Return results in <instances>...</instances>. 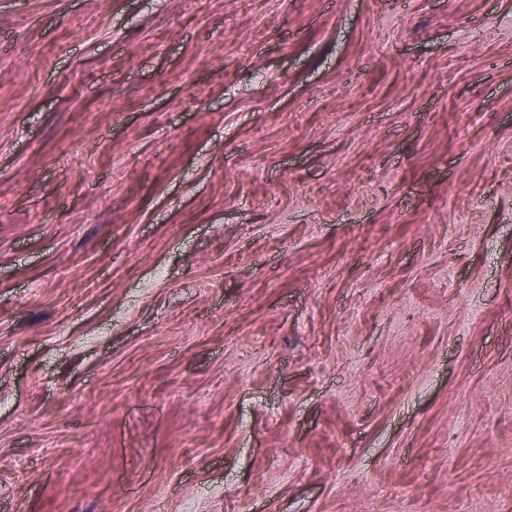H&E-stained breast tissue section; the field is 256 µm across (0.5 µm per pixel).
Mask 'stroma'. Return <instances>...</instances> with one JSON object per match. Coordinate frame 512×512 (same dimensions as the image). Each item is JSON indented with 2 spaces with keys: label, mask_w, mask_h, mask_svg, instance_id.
<instances>
[{
  "label": "stroma",
  "mask_w": 512,
  "mask_h": 512,
  "mask_svg": "<svg viewBox=\"0 0 512 512\" xmlns=\"http://www.w3.org/2000/svg\"><path fill=\"white\" fill-rule=\"evenodd\" d=\"M512 512V0H0V512Z\"/></svg>",
  "instance_id": "35a3bbf8"
}]
</instances>
